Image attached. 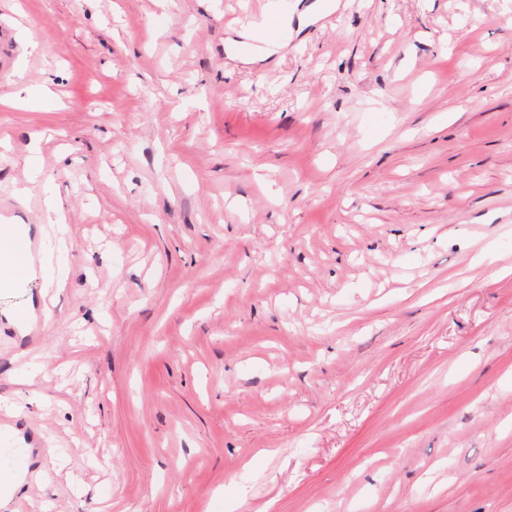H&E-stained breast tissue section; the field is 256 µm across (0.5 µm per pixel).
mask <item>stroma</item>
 <instances>
[{
  "instance_id": "obj_1",
  "label": "stroma",
  "mask_w": 512,
  "mask_h": 512,
  "mask_svg": "<svg viewBox=\"0 0 512 512\" xmlns=\"http://www.w3.org/2000/svg\"><path fill=\"white\" fill-rule=\"evenodd\" d=\"M266 7L0 0L9 512H512V0ZM261 28L263 36L268 40L278 39L282 33V18L288 12V0H269ZM36 249L35 237L18 224H0V289L25 286L27 269ZM16 423L14 419L0 416V493L2 489L9 488L17 478L26 470L30 469L29 458L25 451H23L16 444V436L14 429ZM10 489H6L0 496L3 506L12 499Z\"/></svg>"
}]
</instances>
